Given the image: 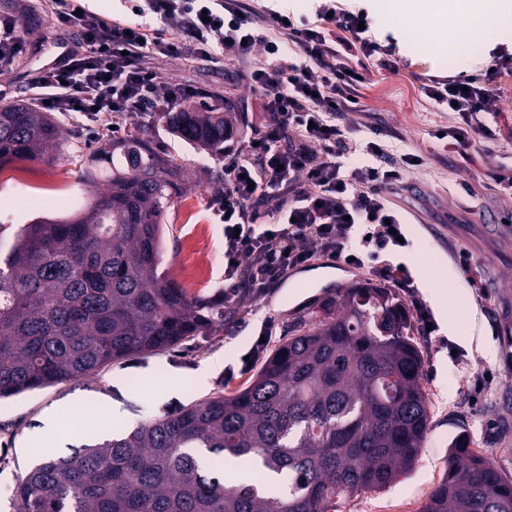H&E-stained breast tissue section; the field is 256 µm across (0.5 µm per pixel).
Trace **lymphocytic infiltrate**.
Returning a JSON list of instances; mask_svg holds the SVG:
<instances>
[{
	"label": "lymphocytic infiltrate",
	"mask_w": 512,
	"mask_h": 512,
	"mask_svg": "<svg viewBox=\"0 0 512 512\" xmlns=\"http://www.w3.org/2000/svg\"><path fill=\"white\" fill-rule=\"evenodd\" d=\"M51 7L59 27L75 42L33 79L31 97L49 111L79 114L86 127L97 131L115 114L142 116L156 108L180 112L203 97L189 84L159 87L154 62L178 54L180 45L150 34L147 19L178 32L206 59L229 54L245 60L262 47L264 60L247 79L261 92L269 119L247 153L225 154L224 195L216 209L224 226L225 302L235 300L242 288L262 295L289 270L319 256L371 266L375 277L411 288L407 268L386 260L400 249L405 234L386 193L403 187L412 157L386 160L383 144L358 145L352 128L338 121L355 109L364 81L363 73L348 71L343 58L354 52L366 57L394 52L360 30L367 12L321 0L318 13L325 26L301 27L272 9L269 20L284 37L271 40L260 35L240 0H136V24L108 23L84 9L83 0H51ZM30 17L27 0H14L12 10L0 14V74L25 56L23 32ZM290 42L298 54L288 53ZM492 82L489 74L461 73L431 79L424 87L429 99L454 110L457 122L447 136L459 152L493 135L481 119L493 97ZM360 148L375 157V164L345 166L344 158Z\"/></svg>",
	"instance_id": "lymphocytic-infiltrate-1"
}]
</instances>
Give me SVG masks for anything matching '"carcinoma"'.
Wrapping results in <instances>:
<instances>
[{
  "instance_id": "cac0c4a2",
  "label": "carcinoma",
  "mask_w": 512,
  "mask_h": 512,
  "mask_svg": "<svg viewBox=\"0 0 512 512\" xmlns=\"http://www.w3.org/2000/svg\"><path fill=\"white\" fill-rule=\"evenodd\" d=\"M181 139L224 152V117L163 112ZM50 112L0 103V165L62 149ZM104 189L77 216L23 224L0 243V398L94 378L224 323V294L190 296L158 273L177 163L144 138L95 141ZM295 323L251 381L33 467L17 512H328L389 487L430 423L420 351L392 290L349 288ZM420 512H512V480L454 448Z\"/></svg>"
}]
</instances>
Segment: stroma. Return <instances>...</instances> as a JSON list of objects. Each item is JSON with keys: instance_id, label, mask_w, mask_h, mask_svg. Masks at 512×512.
Listing matches in <instances>:
<instances>
[{"instance_id": "35a3bbf8", "label": "stroma", "mask_w": 512, "mask_h": 512, "mask_svg": "<svg viewBox=\"0 0 512 512\" xmlns=\"http://www.w3.org/2000/svg\"><path fill=\"white\" fill-rule=\"evenodd\" d=\"M489 23L481 40L462 51L442 50L438 36L421 38L394 16L381 14L375 0H338L340 7L365 10L369 35L379 44H395L389 64L379 57H347L362 70L355 111L341 121L360 139L385 144L390 156L413 154L419 166L408 168L406 187L390 195L392 207L408 217L410 247L390 255L391 263L409 267L425 303L435 294L456 289L471 320L449 331L448 317L434 312L435 335L415 326L413 339L423 361V385L431 404V424L412 470L390 488L337 500L335 512H420L448 469V450L465 446L489 454L503 476L512 479V223L494 224L493 215L512 216V196L492 178L503 162H512V69L494 74V98L483 119L493 137L460 155L438 139V130L455 125L457 117L427 98L423 86L433 76L461 71L491 72L492 51L512 45V0ZM37 19L27 28L29 53L10 73L0 75V99L28 102L31 81L72 46L42 0H32ZM206 60L190 50L157 62L158 82L190 83L209 99L225 102L236 123L228 144L246 149L251 127L261 125L258 96L246 74L261 62ZM68 142L52 159L16 160L0 167V224L15 227L39 218H63L67 209L48 206L65 196L73 205H87L96 188L83 175L92 134L75 116H58ZM121 136L146 127L151 146L173 159L183 171L184 193L165 209L159 249V270L190 295L209 297L224 285V227L215 202L224 193V157L181 140L158 116H119ZM474 262L472 276L458 266L460 253ZM272 302L246 298L236 314L225 317L207 336L179 348L106 367L100 377L0 399V512H16L14 492L38 461L59 456L58 441L46 429V414L72 405L74 441L105 431L129 430L207 395L243 385L250 371L241 367L263 322L274 326L279 343L288 325L300 315L306 297L336 296L334 288L302 277L282 280L271 288ZM105 406L115 416L102 414Z\"/></svg>"}]
</instances>
